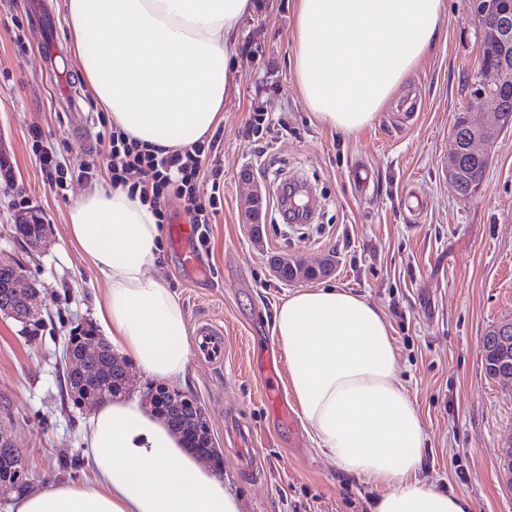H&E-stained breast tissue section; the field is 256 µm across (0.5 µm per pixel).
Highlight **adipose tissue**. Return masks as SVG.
I'll list each match as a JSON object with an SVG mask.
<instances>
[{"mask_svg": "<svg viewBox=\"0 0 512 512\" xmlns=\"http://www.w3.org/2000/svg\"><path fill=\"white\" fill-rule=\"evenodd\" d=\"M253 0H66L73 50L114 127L157 152L189 147L222 119L235 86L230 48ZM446 0H298L294 75L323 125H370L437 39ZM70 240L108 288L96 319L145 377L190 359L176 293L152 274L160 227L138 196L97 184L69 208ZM288 388L320 447L384 488L373 512H473L469 498L415 480L426 432L398 379L381 310L335 286L303 288L275 310ZM95 479L51 480L15 512H241L240 500L139 400L109 401L83 427Z\"/></svg>", "mask_w": 512, "mask_h": 512, "instance_id": "adipose-tissue-1", "label": "adipose tissue"}]
</instances>
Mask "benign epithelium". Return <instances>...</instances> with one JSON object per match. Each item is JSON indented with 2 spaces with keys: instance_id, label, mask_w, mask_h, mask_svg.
Masks as SVG:
<instances>
[{
  "instance_id": "7a95c632",
  "label": "benign epithelium",
  "mask_w": 512,
  "mask_h": 512,
  "mask_svg": "<svg viewBox=\"0 0 512 512\" xmlns=\"http://www.w3.org/2000/svg\"><path fill=\"white\" fill-rule=\"evenodd\" d=\"M471 9L479 34L478 51L494 48L498 52L499 61L495 64L479 62V71L472 84L474 96L492 102L491 111L484 113L477 123L464 119L462 125L451 132L448 179L452 182L455 181L456 170L464 155L469 154L490 163L492 145L502 132L512 129V109L502 99V92L512 85V14L491 9L482 4L481 0H471ZM266 195V188L255 186L242 213V223L256 235L265 224ZM0 269L15 270L14 276L0 285L7 289L16 305L14 309L6 308L7 315L24 324L41 319V307L34 303V294L27 287L21 262L14 255L0 249ZM332 269L333 260L330 258L315 266L288 257H279L273 264L276 277L282 278L291 273L294 281L312 275L325 276Z\"/></svg>"
}]
</instances>
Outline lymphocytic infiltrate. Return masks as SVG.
Listing matches in <instances>:
<instances>
[{"label":"lymphocytic infiltrate","mask_w":512,"mask_h":512,"mask_svg":"<svg viewBox=\"0 0 512 512\" xmlns=\"http://www.w3.org/2000/svg\"><path fill=\"white\" fill-rule=\"evenodd\" d=\"M100 144V155L106 162L112 186L139 195L161 225L170 221V199L182 200L185 212L198 228V243L206 244L208 226L221 200L216 194L204 199L199 193L208 158L204 143L183 150L156 152L139 146L115 129L102 134Z\"/></svg>","instance_id":"1"}]
</instances>
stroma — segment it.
<instances>
[{"instance_id":"35a3bbf8","label":"stroma","mask_w":512,"mask_h":512,"mask_svg":"<svg viewBox=\"0 0 512 512\" xmlns=\"http://www.w3.org/2000/svg\"><path fill=\"white\" fill-rule=\"evenodd\" d=\"M446 2L436 46L375 121L353 134L322 126L302 100L292 65L296 0H257L231 47L237 90L208 136L214 149L200 183L201 197L215 183L222 197L200 251L205 273L187 275L166 231L156 269L187 325L210 318L224 328L227 365L211 370L190 360L169 386L199 400L224 459L219 476L243 512H371L382 491L341 471L306 425L288 430L263 400L256 364L277 351L273 314L296 289L272 274L271 259L281 254L333 258L334 272L317 286L360 295L383 312L399 379L427 435L418 479L465 494L475 512H512V485L499 464L512 444V392L488 376L482 354L485 332L512 318V130L497 139L478 192L462 197L445 176L449 135L459 115L476 121L492 104L472 93L479 56L471 4ZM39 8L55 18L49 36L63 51L80 111L59 101L56 78L40 67ZM92 96L72 51L65 0H0V152L10 165L0 173V248L24 265L42 305L31 333L0 316V404L38 484L92 477L83 444L88 414L69 400L60 361L65 336L94 322L107 289L67 233L68 208L89 185L77 170L96 159L98 133L110 122L91 110ZM34 124L57 155L63 187L50 186L40 169L27 134ZM287 178L312 187L314 223H283L277 187ZM254 182L268 187L258 239L240 210ZM22 197L43 217L38 251L16 238ZM225 409L253 430L257 481L241 474L225 441Z\"/></svg>"}]
</instances>
